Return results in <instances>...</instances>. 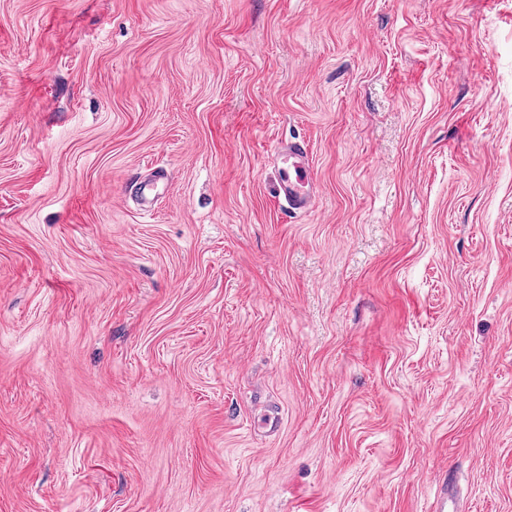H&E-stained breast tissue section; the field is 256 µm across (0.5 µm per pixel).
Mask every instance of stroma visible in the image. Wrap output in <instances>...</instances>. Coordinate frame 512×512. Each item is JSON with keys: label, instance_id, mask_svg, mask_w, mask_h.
<instances>
[{"label": "stroma", "instance_id": "35a3bbf8", "mask_svg": "<svg viewBox=\"0 0 512 512\" xmlns=\"http://www.w3.org/2000/svg\"><path fill=\"white\" fill-rule=\"evenodd\" d=\"M443 471L512 512V0H0V512ZM282 151L288 155V158L295 159L293 163V173L290 172L282 179L280 183V193H283L288 200L292 210H307L313 205V197L305 191V187L311 185L312 165L308 157V148L300 142L288 143Z\"/></svg>", "mask_w": 512, "mask_h": 512}]
</instances>
